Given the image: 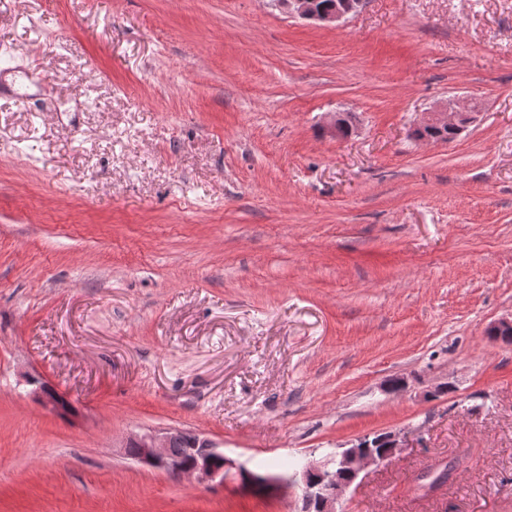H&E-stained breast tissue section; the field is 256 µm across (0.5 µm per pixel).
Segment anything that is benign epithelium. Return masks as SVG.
Segmentation results:
<instances>
[{
  "mask_svg": "<svg viewBox=\"0 0 512 512\" xmlns=\"http://www.w3.org/2000/svg\"><path fill=\"white\" fill-rule=\"evenodd\" d=\"M355 10L354 0H346L335 10L317 15L312 0H288L289 13L321 24L336 23ZM471 116L473 113L462 111V105L446 103L423 113L416 126L456 127L463 118ZM385 441V454L372 448L370 438L363 437L323 460L307 462L280 476V480L302 487L301 512H337V504L362 472L387 462L402 448L400 437L394 432L387 433ZM122 453L143 466L205 486L224 483L226 468L233 466L213 440L181 428L133 434L123 443Z\"/></svg>",
  "mask_w": 512,
  "mask_h": 512,
  "instance_id": "obj_1",
  "label": "benign epithelium"
}]
</instances>
